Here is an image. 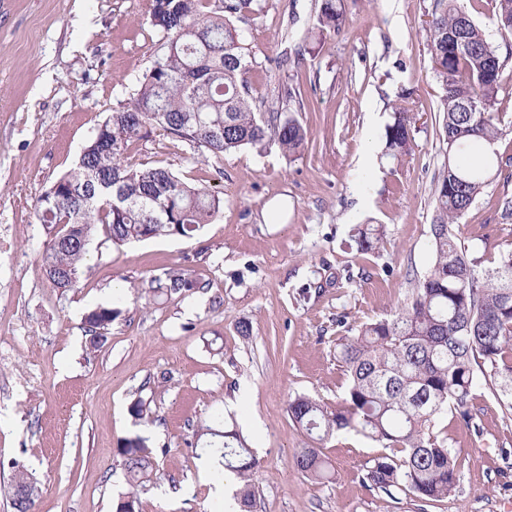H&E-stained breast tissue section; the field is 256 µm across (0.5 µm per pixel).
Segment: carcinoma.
Returning <instances> with one entry per match:
<instances>
[{
  "label": "carcinoma",
  "instance_id": "cac0c4a2",
  "mask_svg": "<svg viewBox=\"0 0 512 512\" xmlns=\"http://www.w3.org/2000/svg\"><path fill=\"white\" fill-rule=\"evenodd\" d=\"M261 13V0H154L150 22L165 34V51L130 103L112 112L75 165L37 202L36 218L49 237L42 262L52 288L65 292L76 285L99 228L117 247L154 237L192 239L219 213L223 197L167 168L136 163L131 142L160 130L204 162L242 148L261 151L271 140L290 158L305 149L300 121L279 111L264 115L251 94L248 74L255 58L232 19ZM494 18L512 33V0H494ZM316 21L323 30H341V0H321ZM425 32L442 90L439 138L448 154L434 188L430 267L399 312L364 324L336 344V360L349 379L343 402L330 410L298 395L288 412L310 437L354 432L382 444L387 452L362 482L388 495L406 487L430 501L448 496L459 480L456 456L430 431L433 418L449 409L466 423L472 419L479 371L489 372L500 405L512 411V249L488 262L469 252L455 229L490 179L501 174L492 146L512 126H502L496 112L509 80L504 61L459 0H432ZM413 94H401L405 104L385 130L388 155L396 160L411 150ZM476 144L491 150L475 158L462 155ZM383 236L382 228L370 224L352 234L361 254L378 250ZM194 287L187 273L172 269L157 289L177 294ZM117 316L110 307L84 315L88 351L102 347ZM219 437L220 466L241 479V502L251 508L248 477L259 460L236 423H224ZM120 453L129 485H139L152 472V450L138 441ZM295 464L314 480L329 476L313 446L300 449ZM22 473L14 470L3 492L15 512H30L39 488L28 476L20 481Z\"/></svg>",
  "mask_w": 512,
  "mask_h": 512
}]
</instances>
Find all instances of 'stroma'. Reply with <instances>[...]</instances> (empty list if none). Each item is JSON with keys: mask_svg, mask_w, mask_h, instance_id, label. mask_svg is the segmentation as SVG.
<instances>
[{"mask_svg": "<svg viewBox=\"0 0 512 512\" xmlns=\"http://www.w3.org/2000/svg\"><path fill=\"white\" fill-rule=\"evenodd\" d=\"M320 3L264 0L259 17L238 23L256 60L257 106L277 107L279 86L291 87L287 109L307 131L306 151L288 158L272 144L198 163L169 137L134 141L136 162L206 183L224 207L191 240L116 248L97 235L62 294L42 266L37 199L129 103L165 37L150 23L153 0H0V229L11 242L0 253V482L22 466L40 488L31 512H113L130 491L140 512H217L197 435L214 414L235 421L259 459L253 512H512V412L485 379L471 423L449 411L434 421L460 469L436 501L366 487L380 445L352 432L313 442L289 416L297 395L341 403L338 339L399 311L427 272L434 183L447 161L423 30L432 0H342L343 28L315 37ZM404 87L417 121L397 161L385 154V128ZM506 196L512 179L496 177L456 225L489 258L512 249ZM275 199L286 209L273 224ZM360 224L384 226L378 251L357 253L350 232ZM173 268L198 289L151 290ZM96 306L120 314L91 353L83 316ZM139 399L151 422L132 416ZM139 437L154 472L132 488L119 450ZM310 442L332 466L328 482L294 463Z\"/></svg>", "mask_w": 512, "mask_h": 512, "instance_id": "35a3bbf8", "label": "stroma"}]
</instances>
